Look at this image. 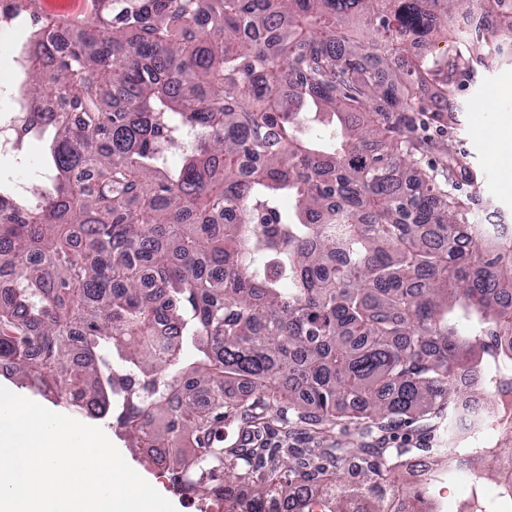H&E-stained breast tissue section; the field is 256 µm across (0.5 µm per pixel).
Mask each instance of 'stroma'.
<instances>
[{
  "instance_id": "stroma-1",
  "label": "stroma",
  "mask_w": 512,
  "mask_h": 512,
  "mask_svg": "<svg viewBox=\"0 0 512 512\" xmlns=\"http://www.w3.org/2000/svg\"><path fill=\"white\" fill-rule=\"evenodd\" d=\"M453 114L449 124L426 129L435 148L426 154L425 163L438 168L446 154L458 156L464 167L454 177L453 194L467 205L476 223L512 231V184L502 175L503 167L512 163V152L501 153L489 146V137L501 121L512 117V49L463 79L456 91ZM44 151L42 141L27 139L17 157H0V174L17 182L39 184ZM83 422L100 427L128 464L170 500L176 512H235L233 501H214L212 495L193 492L175 480L168 463L136 447L116 416H87ZM337 435V429L329 426L321 434H313L310 426L295 420L286 429L271 433L269 440L287 442L292 448H332ZM384 437L390 448H412L422 442L432 448L448 445L447 427L437 426L430 418L421 421L416 430L394 426Z\"/></svg>"
}]
</instances>
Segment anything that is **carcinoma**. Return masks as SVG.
Wrapping results in <instances>:
<instances>
[{
	"instance_id": "1",
	"label": "carcinoma",
	"mask_w": 512,
	"mask_h": 512,
	"mask_svg": "<svg viewBox=\"0 0 512 512\" xmlns=\"http://www.w3.org/2000/svg\"><path fill=\"white\" fill-rule=\"evenodd\" d=\"M32 2L12 3L36 21L20 139L47 138L51 185L28 200L0 179V366L80 410L120 404L153 452L195 445L176 478L246 488L250 512L406 505L382 467L410 449L268 435L282 402L370 436L512 390V239L470 223L443 188L458 159L439 182L410 116L447 119L512 41V0H95L65 43ZM442 37L460 49L412 51ZM235 383L251 404L226 397ZM232 419L247 430L226 447ZM449 451L504 477L495 451Z\"/></svg>"
}]
</instances>
